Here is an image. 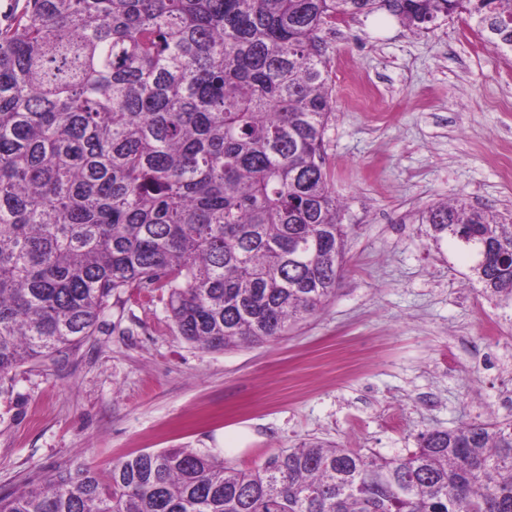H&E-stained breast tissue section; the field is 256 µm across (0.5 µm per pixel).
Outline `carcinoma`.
<instances>
[{
  "instance_id": "obj_1",
  "label": "carcinoma",
  "mask_w": 512,
  "mask_h": 512,
  "mask_svg": "<svg viewBox=\"0 0 512 512\" xmlns=\"http://www.w3.org/2000/svg\"><path fill=\"white\" fill-rule=\"evenodd\" d=\"M380 10L412 32L465 14L512 53V0H24L0 23V383L77 347L128 288L164 290L179 335L212 350L323 307L347 225L320 33ZM421 223L512 303V217L456 201ZM0 512H512V419L426 431L404 457L142 452L1 493Z\"/></svg>"
}]
</instances>
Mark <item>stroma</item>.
Instances as JSON below:
<instances>
[{
    "instance_id": "stroma-1",
    "label": "stroma",
    "mask_w": 512,
    "mask_h": 512,
    "mask_svg": "<svg viewBox=\"0 0 512 512\" xmlns=\"http://www.w3.org/2000/svg\"><path fill=\"white\" fill-rule=\"evenodd\" d=\"M321 36L349 227L335 296L280 338L211 351L176 332L160 291L113 295L79 347L6 379L0 491L168 448L243 470L310 438L403 456L421 432L512 418V306L418 221L454 199L512 213V54L464 15L414 33L379 12ZM239 426L252 441L225 451Z\"/></svg>"
}]
</instances>
